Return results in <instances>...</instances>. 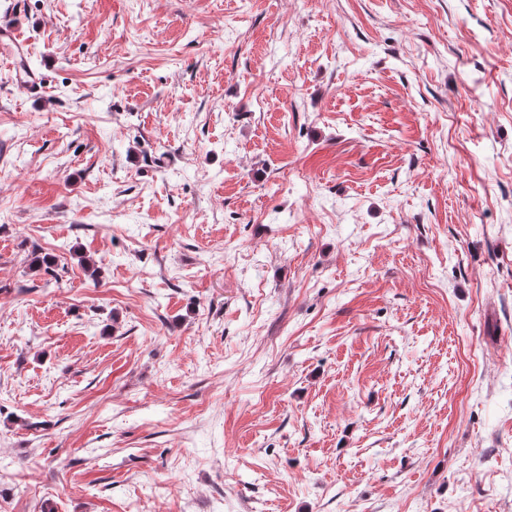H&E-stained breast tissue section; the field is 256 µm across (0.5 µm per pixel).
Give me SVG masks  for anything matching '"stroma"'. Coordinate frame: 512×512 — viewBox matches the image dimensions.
<instances>
[{
	"instance_id": "obj_1",
	"label": "stroma",
	"mask_w": 512,
	"mask_h": 512,
	"mask_svg": "<svg viewBox=\"0 0 512 512\" xmlns=\"http://www.w3.org/2000/svg\"><path fill=\"white\" fill-rule=\"evenodd\" d=\"M4 18L0 512H512V0ZM0 46L1 54L11 59L17 80L27 88H39V77L21 67L25 44L14 24H0Z\"/></svg>"
}]
</instances>
